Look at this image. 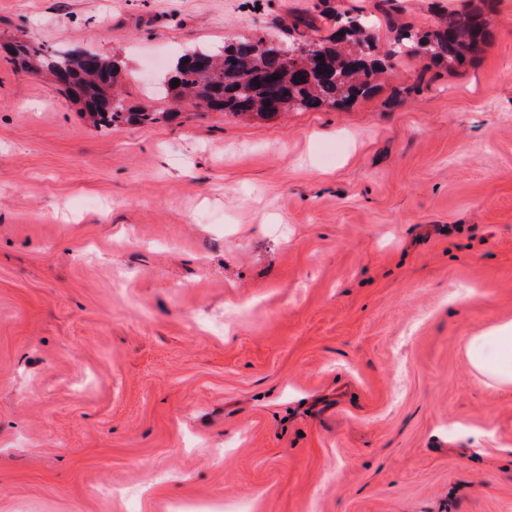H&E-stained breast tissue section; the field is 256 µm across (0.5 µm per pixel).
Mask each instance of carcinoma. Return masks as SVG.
Here are the masks:
<instances>
[{"instance_id":"obj_1","label":"carcinoma","mask_w":512,"mask_h":512,"mask_svg":"<svg viewBox=\"0 0 512 512\" xmlns=\"http://www.w3.org/2000/svg\"><path fill=\"white\" fill-rule=\"evenodd\" d=\"M498 6L499 0H483V9L450 13L448 22L422 33L403 29L383 52L373 35L380 26L377 18L361 12L343 16L330 36L318 38L323 51L317 61L303 55L289 64L280 61L270 55L266 39L258 36L241 37L219 50L196 46L155 82L147 95L157 103L155 107L128 103L117 90L119 63L93 51L50 52L24 40L11 47V55L15 67L24 71L46 72L53 78L69 76L72 85L61 90L83 105L96 126L151 125L188 103L204 112L267 119L294 110L335 108L366 96L398 56L418 55L450 68L471 63L493 38L484 12H494ZM199 56L208 60V69L196 67L194 59ZM265 71L278 75L277 88L263 79Z\"/></svg>"}]
</instances>
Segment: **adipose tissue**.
<instances>
[{
    "label": "adipose tissue",
    "mask_w": 512,
    "mask_h": 512,
    "mask_svg": "<svg viewBox=\"0 0 512 512\" xmlns=\"http://www.w3.org/2000/svg\"><path fill=\"white\" fill-rule=\"evenodd\" d=\"M468 360L478 381L497 390L512 387V323L478 336L468 345Z\"/></svg>",
    "instance_id": "ef3b65f1"
}]
</instances>
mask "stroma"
Listing matches in <instances>:
<instances>
[{
  "mask_svg": "<svg viewBox=\"0 0 512 512\" xmlns=\"http://www.w3.org/2000/svg\"><path fill=\"white\" fill-rule=\"evenodd\" d=\"M478 0H393L423 31ZM380 0H0V512H512V0L466 67L269 120L93 127L13 66L279 40ZM467 355L481 384L497 390L512 387V323L498 326L492 336L471 339Z\"/></svg>",
  "mask_w": 512,
  "mask_h": 512,
  "instance_id": "stroma-1",
  "label": "stroma"
}]
</instances>
